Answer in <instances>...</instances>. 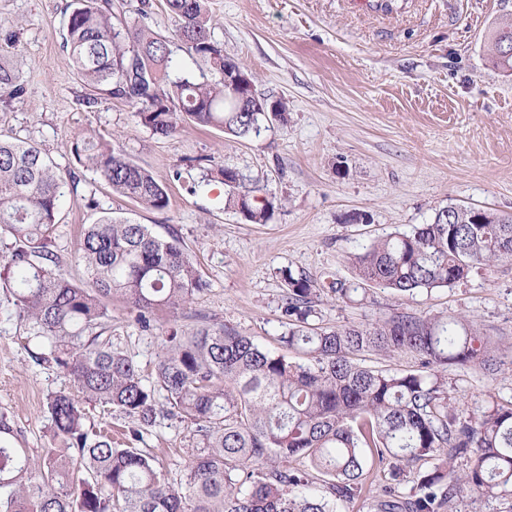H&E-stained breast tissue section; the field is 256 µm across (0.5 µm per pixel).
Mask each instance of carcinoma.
<instances>
[{"label": "carcinoma", "instance_id": "obj_1", "mask_svg": "<svg viewBox=\"0 0 512 512\" xmlns=\"http://www.w3.org/2000/svg\"><path fill=\"white\" fill-rule=\"evenodd\" d=\"M186 51L224 73V51L214 40L203 0H164ZM150 0H138L139 20L112 21V0H73L63 42L88 92L81 109L104 96L135 109L142 126L169 137L181 117L238 138L259 135L263 115L233 100L224 78L170 80L172 50L144 19ZM495 66L512 70V20L494 36ZM17 65L0 59V103L23 98ZM75 160L116 195L162 210L168 187L150 171L115 151L92 132L77 135ZM229 202L244 219L265 224L273 204L258 186L221 170ZM65 180L35 144L0 139V290L12 305L16 329L40 352L37 364H54L86 401L132 420L156 418L154 393L165 392L166 414L190 426L184 485L176 489L159 461L140 448H114L106 434L90 435L80 400L64 392L47 398L46 412L64 448H45L35 470L14 448L0 445V512H336L371 493L368 475L389 476L376 512H453L465 488L509 504L512 512V402L458 411L451 406L450 366L494 371L503 349L456 316L400 312L383 322L322 327L315 322V291L308 275L288 276L282 312L288 357L224 324L162 338L154 385L112 348V308L118 303L136 321L175 312L207 286L175 237L163 239L147 225L107 215L82 232L75 258L88 277H64L52 235ZM356 281L333 292L345 303L370 284L403 296L451 287L474 268L512 261V218L447 206L427 224L375 240L347 256ZM411 353L410 372L372 369L356 356ZM467 460V472L452 463ZM430 464L425 472L411 466ZM415 477L418 492L399 486ZM317 485L320 493L311 492Z\"/></svg>", "mask_w": 512, "mask_h": 512}]
</instances>
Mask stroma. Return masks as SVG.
Segmentation results:
<instances>
[{
    "mask_svg": "<svg viewBox=\"0 0 512 512\" xmlns=\"http://www.w3.org/2000/svg\"><path fill=\"white\" fill-rule=\"evenodd\" d=\"M72 0H0V54L22 56L25 94L0 106V136L35 143L67 176L53 249L62 272L85 278L74 257L84 225L127 218L177 237L208 286L178 313H157L150 328L123 310L112 313V345L150 375L160 338L201 322L234 327L269 349L286 329L282 299L288 274L305 273L317 290L324 326L366 324L400 312L461 316L481 335L512 345V261L473 270L452 287L412 297L377 285L363 301H337L328 285L355 277L349 253L373 240L431 221L456 205L512 216V71L492 63L494 32L512 18V0H394L389 13L357 9L353 0H204L212 35L251 77L257 93L283 101L260 136L182 123L162 138L133 109L104 97L80 109L83 83L73 74L62 29ZM148 23L170 42L173 77L214 78L175 35L163 0ZM92 131L169 188L166 209L114 196L80 166L71 142ZM263 186L273 204L268 223L246 221L229 202L219 171ZM457 409L512 401V365L495 374L449 368ZM68 375L36 364L25 337L0 317V420L9 447L38 467L57 445L47 395L70 392ZM95 426L115 444L136 443L157 455L173 487L184 483L190 433L158 414L146 426L88 402Z\"/></svg>",
    "mask_w": 512,
    "mask_h": 512,
    "instance_id": "35a3bbf8",
    "label": "stroma"
}]
</instances>
